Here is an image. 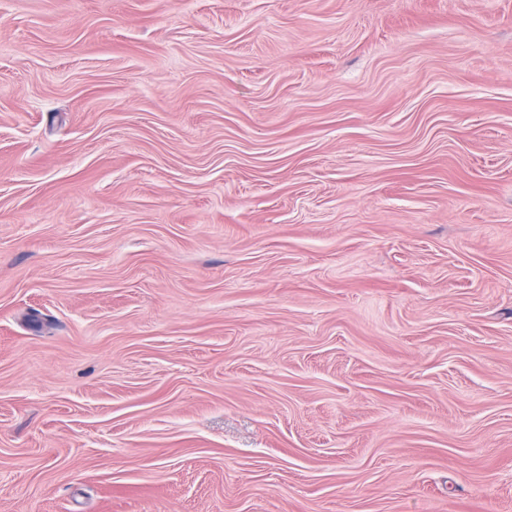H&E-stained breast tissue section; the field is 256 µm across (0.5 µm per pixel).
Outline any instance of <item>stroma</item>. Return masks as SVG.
I'll use <instances>...</instances> for the list:
<instances>
[{
	"mask_svg": "<svg viewBox=\"0 0 512 512\" xmlns=\"http://www.w3.org/2000/svg\"><path fill=\"white\" fill-rule=\"evenodd\" d=\"M0 512H512V0H0Z\"/></svg>",
	"mask_w": 512,
	"mask_h": 512,
	"instance_id": "35a3bbf8",
	"label": "stroma"
}]
</instances>
